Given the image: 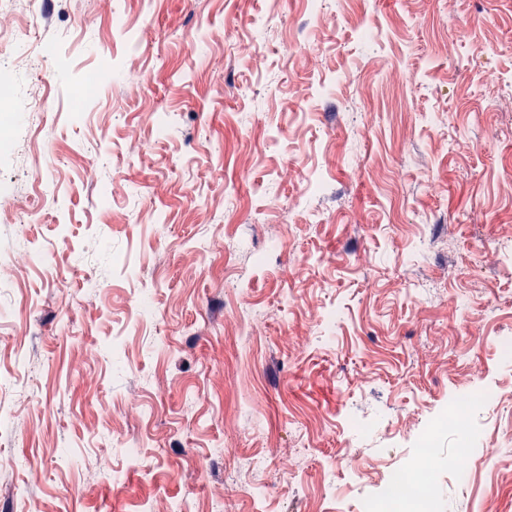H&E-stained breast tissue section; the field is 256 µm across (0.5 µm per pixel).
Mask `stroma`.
Listing matches in <instances>:
<instances>
[{"label": "stroma", "instance_id": "35a3bbf8", "mask_svg": "<svg viewBox=\"0 0 512 512\" xmlns=\"http://www.w3.org/2000/svg\"><path fill=\"white\" fill-rule=\"evenodd\" d=\"M19 13L0 0V28L58 80L31 133L18 70L0 203L29 210L44 178L56 204L29 217L43 268L0 222V512H359L351 465L382 477L411 447L390 430L474 383L499 393L473 424L500 453L441 471L435 512H512V0ZM104 70L143 79L79 98Z\"/></svg>", "mask_w": 512, "mask_h": 512}]
</instances>
